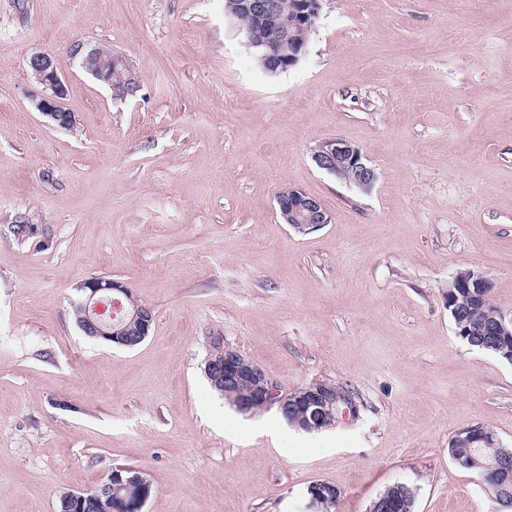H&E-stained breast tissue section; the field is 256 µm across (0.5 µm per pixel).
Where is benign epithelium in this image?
<instances>
[{
    "label": "benign epithelium",
    "instance_id": "obj_1",
    "mask_svg": "<svg viewBox=\"0 0 512 512\" xmlns=\"http://www.w3.org/2000/svg\"><path fill=\"white\" fill-rule=\"evenodd\" d=\"M320 0H294L292 11L306 25L315 24L319 15ZM236 10L251 19L247 35L249 44L266 49L264 60L268 66L276 68L280 60L295 62L299 59L303 44L289 40L281 34V13L277 0H236ZM79 59L80 68L96 80L110 86L112 95L123 100L134 94L139 87V77L129 60L122 54L103 45L86 47L77 44L72 49ZM26 69L34 81L42 86L43 93L33 98L34 108L44 116L48 124L57 129L71 130L76 125L75 113L64 104L67 87L60 76L55 57L48 51L35 50L26 57ZM119 69L126 74L127 86L117 88L112 85V71ZM316 165L330 173H343L348 183L361 189H370L376 179L374 169L368 165L361 150L341 138L323 141L313 155ZM277 204L284 223L295 230L306 233L330 223V216L320 201L301 189L284 188L277 194ZM448 288H475L489 297L492 283L482 275L468 280H451ZM78 297L75 303L86 313L81 330L85 336L103 341L116 340L122 347L133 348L149 336L153 320L152 309L135 303L125 309L124 318L118 323H104L98 314L106 301L123 304L124 297L131 295L130 289L121 281L103 276H93L77 286ZM512 319L500 316L485 335L474 340L482 348H502L504 337L512 334L508 326ZM205 375L216 386L226 389L241 384L250 387L243 394L236 409L243 414L253 413L255 404L267 408L274 407L285 423L304 432L327 428L348 413L353 414L354 406L340 399L334 388L315 385L291 393H281L277 382L240 350L224 347V362L208 358L205 360ZM405 485L392 486L394 493L379 496L369 512H413L414 503L403 493ZM98 503L103 512H112V477L98 485Z\"/></svg>",
    "mask_w": 512,
    "mask_h": 512
}]
</instances>
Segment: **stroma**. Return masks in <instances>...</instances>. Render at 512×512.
Here are the masks:
<instances>
[{
    "instance_id": "35a3bbf8",
    "label": "stroma",
    "mask_w": 512,
    "mask_h": 512,
    "mask_svg": "<svg viewBox=\"0 0 512 512\" xmlns=\"http://www.w3.org/2000/svg\"><path fill=\"white\" fill-rule=\"evenodd\" d=\"M0 0V512L144 472L143 512H338L388 486L414 512H502L448 442L512 448V366L455 334L448 283L474 269L512 318V0H321L300 62L268 73L227 0ZM104 44L140 76L117 101L82 71ZM51 51L71 130L25 67ZM338 137L376 173L319 169ZM285 187L329 224H284ZM25 215L37 229L20 242ZM122 281L155 314L126 349L83 335L76 287ZM221 336L292 392L329 382L356 416L322 431L242 415L204 375Z\"/></svg>"
}]
</instances>
